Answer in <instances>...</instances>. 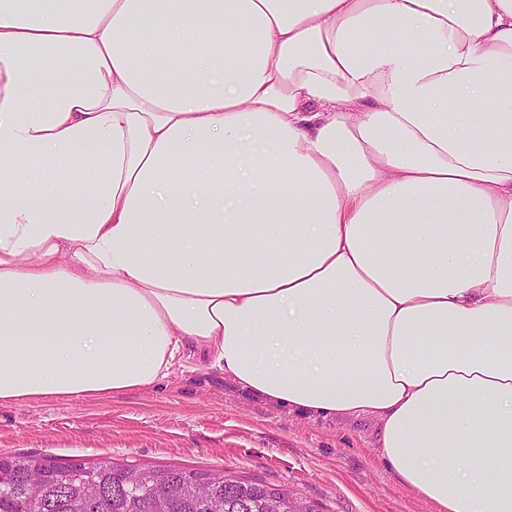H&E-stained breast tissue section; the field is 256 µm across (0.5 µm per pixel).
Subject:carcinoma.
Wrapping results in <instances>:
<instances>
[{
  "instance_id": "1",
  "label": "carcinoma",
  "mask_w": 512,
  "mask_h": 512,
  "mask_svg": "<svg viewBox=\"0 0 512 512\" xmlns=\"http://www.w3.org/2000/svg\"><path fill=\"white\" fill-rule=\"evenodd\" d=\"M135 464L68 461L51 454L0 456V512H264L270 494H294L229 470L170 466L142 469L125 486Z\"/></svg>"
}]
</instances>
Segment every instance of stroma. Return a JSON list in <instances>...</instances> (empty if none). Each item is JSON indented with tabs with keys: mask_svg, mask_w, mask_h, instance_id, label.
<instances>
[{
	"mask_svg": "<svg viewBox=\"0 0 512 512\" xmlns=\"http://www.w3.org/2000/svg\"><path fill=\"white\" fill-rule=\"evenodd\" d=\"M41 453L229 470L286 488L320 512H435L388 467L373 419L254 397L194 357L117 397L0 404V455Z\"/></svg>",
	"mask_w": 512,
	"mask_h": 512,
	"instance_id": "stroma-1",
	"label": "stroma"
}]
</instances>
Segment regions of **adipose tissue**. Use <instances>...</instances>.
<instances>
[{"label":"adipose tissue","instance_id":"adipose-tissue-1","mask_svg":"<svg viewBox=\"0 0 512 512\" xmlns=\"http://www.w3.org/2000/svg\"><path fill=\"white\" fill-rule=\"evenodd\" d=\"M188 353L512 512V0H0V404Z\"/></svg>","mask_w":512,"mask_h":512}]
</instances>
